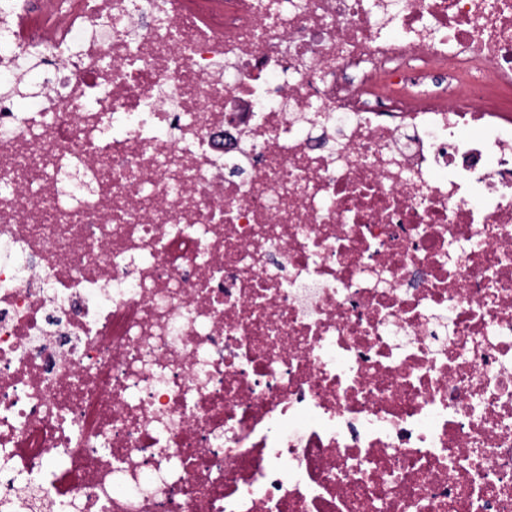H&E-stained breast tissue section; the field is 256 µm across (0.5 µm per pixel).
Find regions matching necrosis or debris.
Wrapping results in <instances>:
<instances>
[{"label": "necrosis or debris", "instance_id": "obj_1", "mask_svg": "<svg viewBox=\"0 0 512 512\" xmlns=\"http://www.w3.org/2000/svg\"><path fill=\"white\" fill-rule=\"evenodd\" d=\"M204 2L0 0V512H512V0ZM42 81V68L27 69L22 80L20 93L12 94V101L14 103V110L16 112H29L37 103V96L40 93Z\"/></svg>", "mask_w": 512, "mask_h": 512}]
</instances>
